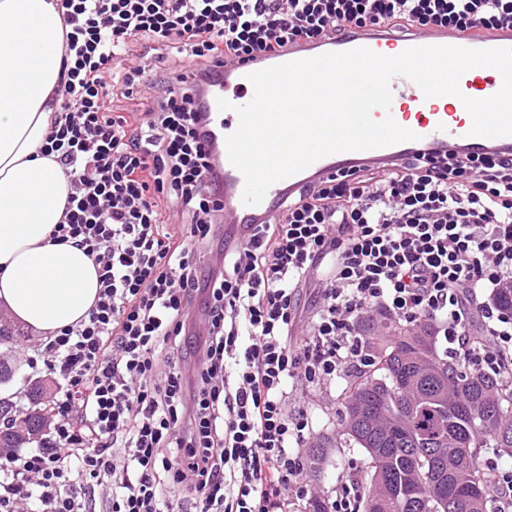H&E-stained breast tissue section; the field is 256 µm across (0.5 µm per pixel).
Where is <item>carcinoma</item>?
I'll use <instances>...</instances> for the list:
<instances>
[{
  "label": "carcinoma",
  "instance_id": "cac0c4a2",
  "mask_svg": "<svg viewBox=\"0 0 512 512\" xmlns=\"http://www.w3.org/2000/svg\"><path fill=\"white\" fill-rule=\"evenodd\" d=\"M391 341L371 337L372 364L353 378L341 402L343 435L364 454L357 485L360 506L387 499L385 512H489L492 488L481 449L512 458V376L461 370L440 348L437 328L422 321L400 327L386 317L364 324ZM0 408V448L24 444ZM330 442L313 441L312 468ZM480 482L472 494L468 482Z\"/></svg>",
  "mask_w": 512,
  "mask_h": 512
}]
</instances>
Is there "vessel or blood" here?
Masks as SVG:
<instances>
[{"label":"vessel or blood","mask_w":512,"mask_h":512,"mask_svg":"<svg viewBox=\"0 0 512 512\" xmlns=\"http://www.w3.org/2000/svg\"><path fill=\"white\" fill-rule=\"evenodd\" d=\"M456 46L467 49L512 48V31L488 32L475 29L458 34L450 31L394 33L386 28L355 32L333 41L289 46L286 50L266 57L246 58L217 66V78L201 82L205 92V112L208 129L214 130V149L219 154V170L224 180V234L242 240L250 224H264L275 218L281 204L307 183L325 178L340 170H353L366 164H392L419 154L452 152L461 157L512 153V136L484 138L471 135L472 119L462 99H483L495 94L502 85L500 73L492 68L477 67L467 71L460 80L461 97L448 100L425 97L412 80L394 78L391 82L393 100L399 103L394 120L416 133L413 141L397 143L364 151H346L320 158L305 170L273 184L264 200L256 206L242 202L244 177L227 154L226 137L238 126L236 107L247 104L254 89L248 80L250 73L274 65L313 58L330 52H345L367 48L385 55L403 52L410 47ZM230 102L229 110L217 107L218 99Z\"/></svg>","instance_id":"obj_1"}]
</instances>
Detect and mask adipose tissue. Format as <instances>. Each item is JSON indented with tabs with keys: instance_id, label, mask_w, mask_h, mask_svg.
<instances>
[{
	"instance_id": "adipose-tissue-1",
	"label": "adipose tissue",
	"mask_w": 512,
	"mask_h": 512,
	"mask_svg": "<svg viewBox=\"0 0 512 512\" xmlns=\"http://www.w3.org/2000/svg\"><path fill=\"white\" fill-rule=\"evenodd\" d=\"M63 26L57 0H0V308L45 337L86 322L99 294L94 259L52 237L69 184L40 154Z\"/></svg>"
}]
</instances>
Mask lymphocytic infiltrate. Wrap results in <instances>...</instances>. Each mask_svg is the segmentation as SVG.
I'll list each match as a JSON object with an SVG mask.
<instances>
[{"label":"lymphocytic infiltrate","instance_id":"1","mask_svg":"<svg viewBox=\"0 0 512 512\" xmlns=\"http://www.w3.org/2000/svg\"><path fill=\"white\" fill-rule=\"evenodd\" d=\"M60 109L42 149L70 190L54 239L93 256L87 322L21 345L64 390L0 467V512H284L314 497L292 385L365 369L367 317L437 325L474 373H512V155H420L305 186L205 270L224 222L188 85L351 28L512 30V0H60ZM206 326L189 342L196 305Z\"/></svg>","mask_w":512,"mask_h":512}]
</instances>
